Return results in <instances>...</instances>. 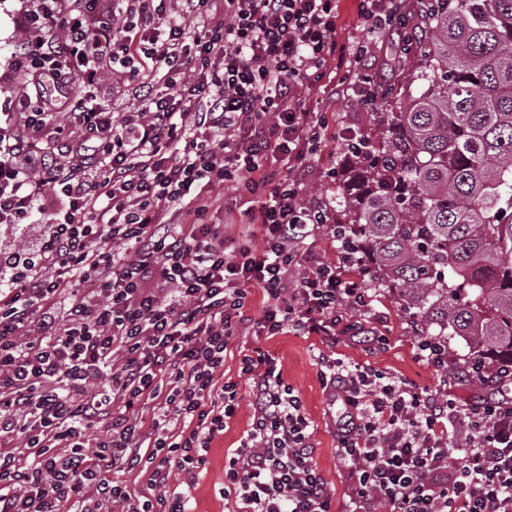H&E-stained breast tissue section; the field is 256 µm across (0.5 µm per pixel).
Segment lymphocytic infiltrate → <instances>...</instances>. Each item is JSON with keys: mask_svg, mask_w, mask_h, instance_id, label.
I'll return each mask as SVG.
<instances>
[{"mask_svg": "<svg viewBox=\"0 0 512 512\" xmlns=\"http://www.w3.org/2000/svg\"><path fill=\"white\" fill-rule=\"evenodd\" d=\"M180 2L21 0L15 66L36 104L0 126V226L44 232L0 252V512H192L190 488L170 482L205 467L237 412V380L219 377L233 336L386 345L335 205L297 177L325 127L306 89L371 43L337 42L336 0ZM362 14L411 45L407 0H362ZM46 75L60 93L79 86L69 112L43 93ZM108 77L138 100L118 124L100 95ZM47 131L66 162L41 151ZM224 182L251 197L234 237L208 220ZM321 230L337 236V260L308 251ZM317 359L339 407L342 512H512V399L497 395L512 367L467 366L483 392L462 404ZM238 375L253 383L252 415L224 461L231 512H333L314 425L275 358L242 354ZM18 438L30 461L11 449Z\"/></svg>", "mask_w": 512, "mask_h": 512, "instance_id": "f902f5d3", "label": "lymphocytic infiltrate"}]
</instances>
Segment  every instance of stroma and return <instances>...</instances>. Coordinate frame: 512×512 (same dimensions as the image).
Segmentation results:
<instances>
[{
    "label": "stroma",
    "instance_id": "35a3bbf8",
    "mask_svg": "<svg viewBox=\"0 0 512 512\" xmlns=\"http://www.w3.org/2000/svg\"><path fill=\"white\" fill-rule=\"evenodd\" d=\"M20 0H0V113L14 112L19 108L18 99L21 85L12 71L13 45L18 38L16 12ZM375 55L384 61L385 77L378 89L379 98L376 112H388L396 108L401 93L408 81L411 59L399 55L393 38H385L377 45ZM345 70L332 65L320 87L310 93L311 110L324 113L328 125L324 130L322 150L315 157L308 176L311 191L335 197L340 193L342 179H345L352 159L348 156L341 134L346 128H353L378 137L380 127L375 118L376 112L363 111L356 99L333 96L332 91L343 77ZM336 169V179H329L328 169ZM374 306L388 317L385 334L389 338L387 349L369 351L349 343L338 344L337 357L351 365H370L383 372L403 376L420 385L438 384L441 374L433 367L418 362L415 357L414 342L417 330L410 317L404 313L400 300L393 289L373 287ZM321 342L315 336H302L284 333L278 336H258L253 329H245L233 337L224 358L225 378L236 377L239 352L243 349H260L275 358L282 368L283 377L299 391L306 412L315 430L313 434L316 453L315 462L323 475L334 501H341L344 486L340 471L342 464L336 452V438L328 424L326 397L318 377L316 356ZM239 410L224 431L216 439L208 454L205 467L196 477L186 474L175 476V483H192L193 512H225V502L219 494L224 483V458L228 451L237 448L239 440L250 423V387L247 381H240Z\"/></svg>",
    "mask_w": 512,
    "mask_h": 512
}]
</instances>
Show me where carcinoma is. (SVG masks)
I'll return each mask as SVG.
<instances>
[{
    "label": "carcinoma",
    "instance_id": "obj_1",
    "mask_svg": "<svg viewBox=\"0 0 512 512\" xmlns=\"http://www.w3.org/2000/svg\"><path fill=\"white\" fill-rule=\"evenodd\" d=\"M410 102L340 195L369 276L428 336L512 365V0H429Z\"/></svg>",
    "mask_w": 512,
    "mask_h": 512
}]
</instances>
